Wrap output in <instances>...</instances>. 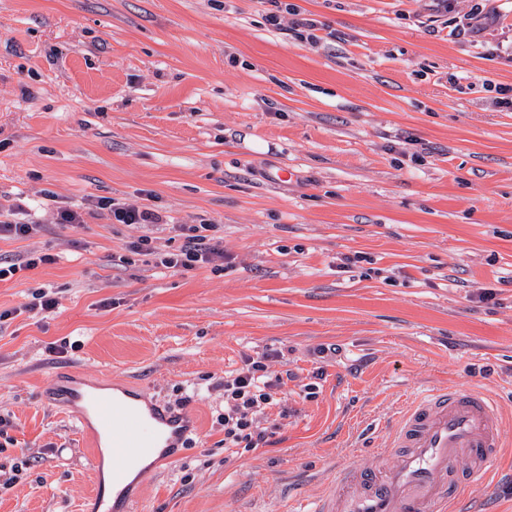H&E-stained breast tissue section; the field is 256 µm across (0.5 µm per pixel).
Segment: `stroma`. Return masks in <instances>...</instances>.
<instances>
[{
  "instance_id": "stroma-1",
  "label": "stroma",
  "mask_w": 512,
  "mask_h": 512,
  "mask_svg": "<svg viewBox=\"0 0 512 512\" xmlns=\"http://www.w3.org/2000/svg\"><path fill=\"white\" fill-rule=\"evenodd\" d=\"M291 2L334 39L261 0H0V204L44 226L0 254L56 258L0 281V512H90L99 436L59 372L193 415L136 512H302L428 387L488 388L512 444V0ZM101 197L217 224L228 264L124 267L143 227L54 223ZM39 288L54 313L23 311ZM275 351L288 418L229 454L219 383ZM458 507L512 512V451ZM292 30L295 36L302 41L309 43H317L322 40L334 39L335 35L332 32L326 33V37L316 34L317 31L322 30L318 22L311 18H297L292 22Z\"/></svg>"
}]
</instances>
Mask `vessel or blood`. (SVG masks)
Returning <instances> with one entry per match:
<instances>
[{"instance_id": "vessel-or-blood-1", "label": "vessel or blood", "mask_w": 512, "mask_h": 512, "mask_svg": "<svg viewBox=\"0 0 512 512\" xmlns=\"http://www.w3.org/2000/svg\"><path fill=\"white\" fill-rule=\"evenodd\" d=\"M57 394L81 405L109 437L118 495L110 504L96 495V512H133L122 485L126 469L179 447L191 417L78 385L58 387ZM501 424L497 401L484 387L423 391L394 421L386 446L375 449V465L365 471L333 468L325 495L309 512H447L456 486L487 482L488 465L504 448Z\"/></svg>"}]
</instances>
